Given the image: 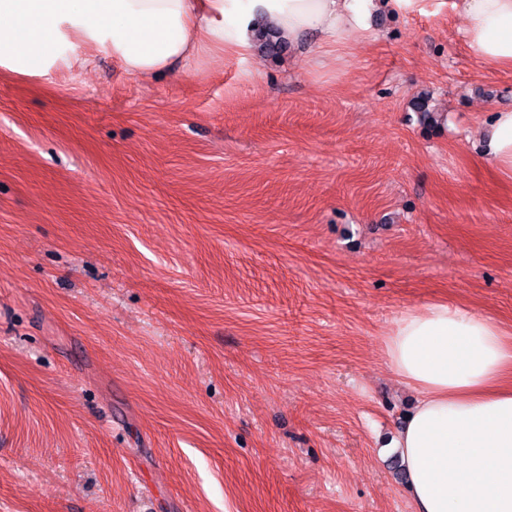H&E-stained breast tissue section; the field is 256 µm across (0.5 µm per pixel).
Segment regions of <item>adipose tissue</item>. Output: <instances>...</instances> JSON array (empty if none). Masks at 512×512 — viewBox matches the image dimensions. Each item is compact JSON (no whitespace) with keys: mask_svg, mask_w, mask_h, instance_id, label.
I'll list each match as a JSON object with an SVG mask.
<instances>
[{"mask_svg":"<svg viewBox=\"0 0 512 512\" xmlns=\"http://www.w3.org/2000/svg\"><path fill=\"white\" fill-rule=\"evenodd\" d=\"M419 0H0V68L51 78L106 50L131 75L199 70L250 51L258 28L289 43L317 36L332 64L366 39L373 12ZM477 60L512 69V0H449ZM483 154L512 177V109L494 112ZM394 374L418 400L392 441L412 512H512V334L436 303L405 312L385 339Z\"/></svg>","mask_w":512,"mask_h":512,"instance_id":"obj_1","label":"adipose tissue"}]
</instances>
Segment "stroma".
Masks as SVG:
<instances>
[{"label": "stroma", "instance_id": "obj_1", "mask_svg": "<svg viewBox=\"0 0 512 512\" xmlns=\"http://www.w3.org/2000/svg\"><path fill=\"white\" fill-rule=\"evenodd\" d=\"M370 24L336 70L309 36L0 71V512H411L384 341L438 302L512 327V70L443 0ZM482 145L484 156L494 168L512 177V109L494 112Z\"/></svg>", "mask_w": 512, "mask_h": 512}]
</instances>
